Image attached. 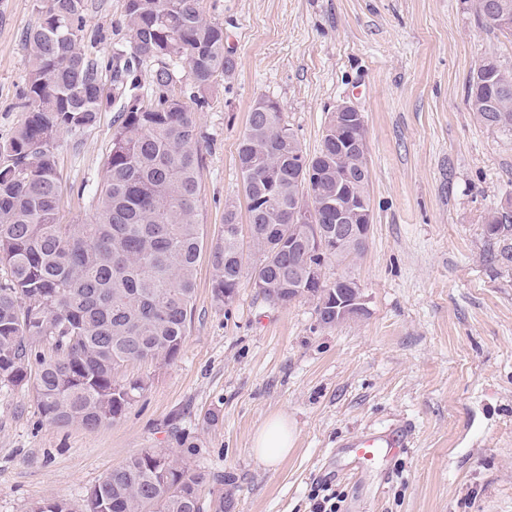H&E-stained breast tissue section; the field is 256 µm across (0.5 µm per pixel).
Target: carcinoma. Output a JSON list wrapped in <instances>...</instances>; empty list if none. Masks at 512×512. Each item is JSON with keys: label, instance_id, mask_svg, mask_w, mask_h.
Here are the masks:
<instances>
[{"label": "carcinoma", "instance_id": "cac0c4a2", "mask_svg": "<svg viewBox=\"0 0 512 512\" xmlns=\"http://www.w3.org/2000/svg\"><path fill=\"white\" fill-rule=\"evenodd\" d=\"M29 40L34 64L21 94L24 122L0 142V385L33 382L46 420L94 430L121 419L149 377L124 375L131 362L169 365L192 317L196 267L204 249L196 213L200 163L194 113L175 95L180 67L199 93L235 70L224 52V27L200 0H126L130 46L110 55L81 48L87 0H41ZM152 66L141 92L136 70ZM468 81L466 105L487 128L512 133V68L488 57ZM110 75V85L102 82ZM121 100L93 221L59 223L57 148L64 133L94 126L98 112ZM336 127L318 153L303 151L282 109L257 102L238 145V162L259 262L246 267L238 235L210 245L212 294L232 302L249 275L272 304L316 301L323 323H336V286L307 288L288 274L316 261L310 224L293 217L311 200L320 237L336 236L330 204L340 176L358 173L351 193L371 201L367 156L336 160ZM485 232L495 257L512 262V215L489 213ZM298 240L288 252L283 239ZM363 252L346 244L326 255L344 262ZM208 473L159 448L112 468L92 487L82 512H230L231 492ZM31 512H72L64 499Z\"/></svg>", "mask_w": 512, "mask_h": 512}]
</instances>
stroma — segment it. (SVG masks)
Segmentation results:
<instances>
[{
	"label": "stroma",
	"mask_w": 512,
	"mask_h": 512,
	"mask_svg": "<svg viewBox=\"0 0 512 512\" xmlns=\"http://www.w3.org/2000/svg\"><path fill=\"white\" fill-rule=\"evenodd\" d=\"M125 2L87 0L86 44L127 47ZM202 6L236 62L204 108L188 72L176 88L195 110L204 241L222 235L228 203L248 223L237 152L256 100L280 104L311 156L336 106L350 103L365 117L373 224L364 251L323 275L354 279L366 311L326 325L315 301L269 304L246 277L218 306L201 254L180 355L128 366L151 382L120 420L59 427L32 385L0 387V512L49 498L80 512L90 487L148 448L230 480L232 512H310L322 482L340 512H512V263L491 262L485 233L488 212L512 202V136L481 125L465 102L483 58L512 65V39L490 32L469 0ZM38 22L37 0H0L1 141L26 117V36ZM116 120L112 105L91 129L61 136V223H90ZM276 414L295 443L270 468L252 442ZM402 423L410 448L355 469L344 439Z\"/></svg>",
	"instance_id": "35a3bbf8"
}]
</instances>
